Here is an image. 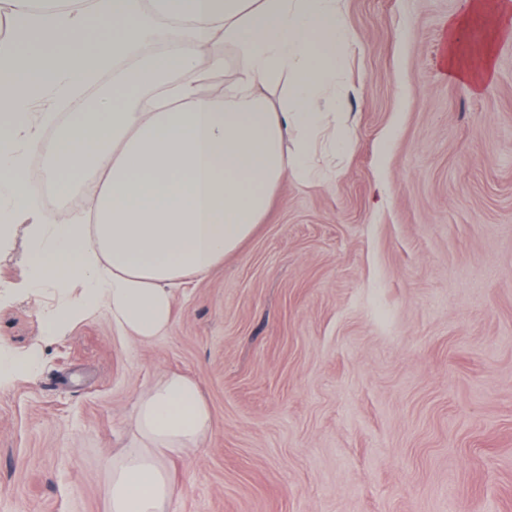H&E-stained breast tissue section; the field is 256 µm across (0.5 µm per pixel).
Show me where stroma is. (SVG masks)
I'll return each mask as SVG.
<instances>
[{"instance_id": "stroma-1", "label": "stroma", "mask_w": 512, "mask_h": 512, "mask_svg": "<svg viewBox=\"0 0 512 512\" xmlns=\"http://www.w3.org/2000/svg\"><path fill=\"white\" fill-rule=\"evenodd\" d=\"M357 141L283 181L253 235L190 280L147 344L28 287L0 236V512H109L138 397L199 383L214 429L166 467L171 512H512V39L480 91L444 74L464 0H342Z\"/></svg>"}]
</instances>
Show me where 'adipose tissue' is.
<instances>
[{"mask_svg":"<svg viewBox=\"0 0 512 512\" xmlns=\"http://www.w3.org/2000/svg\"><path fill=\"white\" fill-rule=\"evenodd\" d=\"M0 44V224L27 219L31 286L82 292L47 318L46 335L105 308L147 343L168 331L176 293L221 265L254 233L279 184L316 172L318 144L342 155L354 138L327 87H340L352 41L341 0H8ZM481 48L463 56L474 21ZM512 36V0H469L448 22L444 72L481 90L494 45ZM245 61L226 93L212 89L225 48ZM111 73L92 108L74 106L49 140L31 124ZM288 90L270 92L280 81ZM40 153L63 196L91 199L94 223H46L22 175ZM141 440L112 464L111 512H169L176 493L164 461L202 447L213 430L198 382L165 376L138 400Z\"/></svg>","mask_w":512,"mask_h":512,"instance_id":"obj_1","label":"adipose tissue"}]
</instances>
